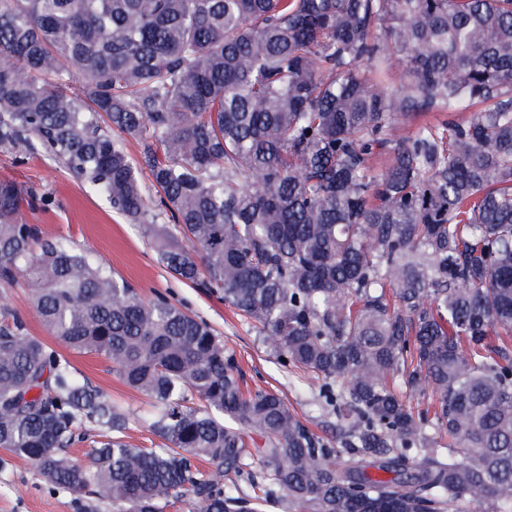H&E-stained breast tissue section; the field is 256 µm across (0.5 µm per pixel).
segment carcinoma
I'll return each mask as SVG.
<instances>
[{"label":"carcinoma","mask_w":512,"mask_h":512,"mask_svg":"<svg viewBox=\"0 0 512 512\" xmlns=\"http://www.w3.org/2000/svg\"><path fill=\"white\" fill-rule=\"evenodd\" d=\"M0 143L141 225L335 419L319 436L245 394L205 321L42 237L0 181V282L25 277L50 335L158 407L166 447L132 445L127 412L0 308V448L76 512H512V0H0ZM87 423L90 466L68 455Z\"/></svg>","instance_id":"1"}]
</instances>
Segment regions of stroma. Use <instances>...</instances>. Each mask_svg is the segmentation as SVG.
Wrapping results in <instances>:
<instances>
[{
	"label": "stroma",
	"instance_id": "35a3bbf8",
	"mask_svg": "<svg viewBox=\"0 0 512 512\" xmlns=\"http://www.w3.org/2000/svg\"><path fill=\"white\" fill-rule=\"evenodd\" d=\"M0 179L14 181L24 192L21 215L44 236L61 237L109 267L146 299L162 295L205 320L234 351L246 388L279 396L311 429L329 434V419L319 406V383L304 373L283 368L259 340L254 322L215 295L192 288L156 261L153 244L142 228L113 212L101 197L74 177L61 162L44 152L17 159L15 150L0 143ZM73 367L106 397L130 415V443L163 447L150 428L152 399L126 386L110 362L92 354H73ZM0 512H75L70 495L45 484L29 462L0 450Z\"/></svg>",
	"mask_w": 512,
	"mask_h": 512
}]
</instances>
